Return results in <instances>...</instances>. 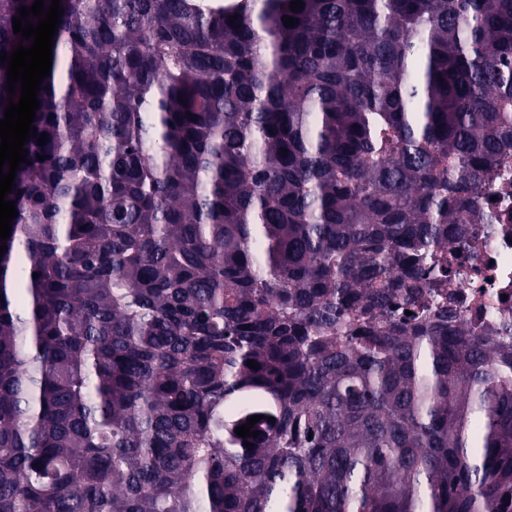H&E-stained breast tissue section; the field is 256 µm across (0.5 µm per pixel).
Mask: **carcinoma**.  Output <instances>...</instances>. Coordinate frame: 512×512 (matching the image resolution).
I'll use <instances>...</instances> for the list:
<instances>
[{
    "label": "carcinoma",
    "instance_id": "obj_1",
    "mask_svg": "<svg viewBox=\"0 0 512 512\" xmlns=\"http://www.w3.org/2000/svg\"><path fill=\"white\" fill-rule=\"evenodd\" d=\"M290 2L60 0L0 512H512V335L446 290L512 150V0Z\"/></svg>",
    "mask_w": 512,
    "mask_h": 512
}]
</instances>
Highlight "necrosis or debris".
<instances>
[{
  "instance_id": "necrosis-or-debris-1",
  "label": "necrosis or debris",
  "mask_w": 512,
  "mask_h": 512,
  "mask_svg": "<svg viewBox=\"0 0 512 512\" xmlns=\"http://www.w3.org/2000/svg\"><path fill=\"white\" fill-rule=\"evenodd\" d=\"M475 205L483 223L472 225L467 261L478 278L455 284L460 314L477 331L512 327V156L501 163Z\"/></svg>"
}]
</instances>
